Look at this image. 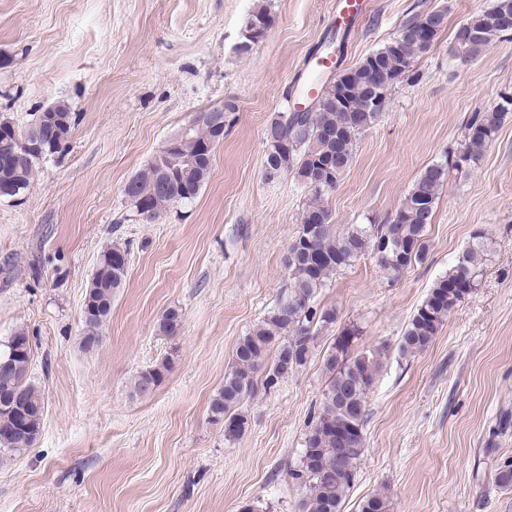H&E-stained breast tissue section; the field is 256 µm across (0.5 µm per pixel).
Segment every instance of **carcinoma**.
<instances>
[{"instance_id":"carcinoma-1","label":"carcinoma","mask_w":512,"mask_h":512,"mask_svg":"<svg viewBox=\"0 0 512 512\" xmlns=\"http://www.w3.org/2000/svg\"><path fill=\"white\" fill-rule=\"evenodd\" d=\"M429 13L437 18L429 39L405 34ZM505 16L512 17V0H494L490 8L467 19L459 38L470 57L479 56L496 40L512 34V29L502 26ZM269 22L266 8L257 7L245 25L240 51H249L257 42L256 28ZM445 22L441 10L413 15L397 33V37H405L403 47L395 49L392 40L348 70L346 93L331 97L326 106L313 112L292 108L274 113L269 120L265 129V177L290 175L305 188L317 181L323 190L311 193L299 231L288 247V297L238 340L224 385L209 406L210 417L224 423L226 438H236L248 427V418L239 412V405L255 392L257 376L269 352L275 351V357L264 374L268 388L304 366L311 354L315 329L336 321L335 309L315 303L336 273L370 253L377 257L382 270L396 279L412 264L425 259L427 227L448 179V167L476 161L498 132L504 112L512 106L511 99L507 106L474 114L467 124L464 152L452 162L446 157L426 166L389 223L354 224L336 231L329 209L321 205L322 198L336 189L350 168L357 136L385 111L393 85L409 71L413 59L431 47ZM53 107L64 122L45 127L51 134L52 147L43 155L5 144L14 138L16 128L8 118L0 117V184L8 182L21 191L27 189L42 161L66 148L73 129L71 107L64 101ZM216 116L222 118L224 113H198L193 126L174 142L167 159H152L128 181L124 195L137 215L152 219L173 203H189L197 197L209 180L212 159L210 155L202 156L200 147L218 143L213 121ZM129 255V248L118 243L105 247L99 255L82 304L81 345L86 350L101 341L102 327L112 315V297L126 282ZM485 262V249L469 246L448 273L436 280L403 333L402 354L414 355L428 347L454 307L477 287ZM180 319L178 309H167L159 320V331L167 336L175 334ZM357 332L356 328L344 332L325 357L328 384L319 412L309 425L299 462L290 469L289 476L303 491L301 512H341V504L355 483L364 453L366 399L382 355L376 348L347 356ZM31 351L22 329L0 347V397H17L28 420V426L21 429L15 413L0 407L1 455L31 447L43 427L41 389L28 382ZM168 369L164 361L140 372L134 382L137 392L148 393ZM389 508L387 497L377 493L360 504L359 512H389Z\"/></svg>"}]
</instances>
